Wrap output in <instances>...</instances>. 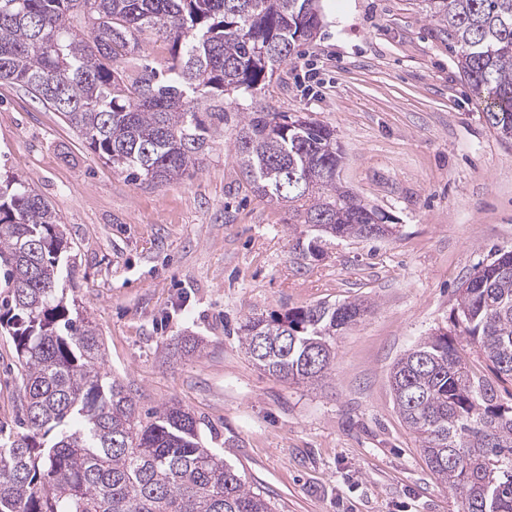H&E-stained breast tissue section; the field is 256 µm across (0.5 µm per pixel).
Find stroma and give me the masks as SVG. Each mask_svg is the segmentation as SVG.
Returning a JSON list of instances; mask_svg holds the SVG:
<instances>
[{
	"label": "stroma",
	"instance_id": "stroma-1",
	"mask_svg": "<svg viewBox=\"0 0 512 512\" xmlns=\"http://www.w3.org/2000/svg\"><path fill=\"white\" fill-rule=\"evenodd\" d=\"M324 25L256 93L334 130L339 183L393 218L387 239H330L302 258L288 212L254 195L217 133L170 182L115 170L25 88L0 81V177L29 184L71 244L60 285L96 326L106 370L140 414L177 402L205 446L279 512H460L393 401L395 361L451 325L458 291L512 249V140L486 123L425 0H320ZM171 44L138 35L128 78L164 73ZM358 299L315 384L260 370L236 328L252 313ZM202 353L180 351L183 337ZM0 332V432L20 414Z\"/></svg>",
	"mask_w": 512,
	"mask_h": 512
}]
</instances>
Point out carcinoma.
I'll list each match as a JSON object with an SVG mask.
<instances>
[{"label":"carcinoma","mask_w":512,"mask_h":512,"mask_svg":"<svg viewBox=\"0 0 512 512\" xmlns=\"http://www.w3.org/2000/svg\"><path fill=\"white\" fill-rule=\"evenodd\" d=\"M457 49L459 73L497 134L512 139V0H428ZM317 0H0V80L53 107L99 157L135 179L170 181L195 165L212 126L195 111L213 90L239 107L233 124L248 187L288 207L302 236L367 239L387 215L337 183L333 130L273 112L254 97L275 66L316 37ZM150 28L171 42L166 75L131 81L114 67ZM67 239L43 197L0 180V328L21 379L19 430L0 440V512H274L224 457L204 446L190 410L165 404L147 420L104 370L95 328L59 287ZM368 306L326 302L239 327L246 355L294 383L325 376L336 335ZM455 334L512 384V250L475 269L453 309ZM390 387L427 467L463 512H512V402L477 375L448 333L394 364Z\"/></svg>","instance_id":"obj_1"}]
</instances>
